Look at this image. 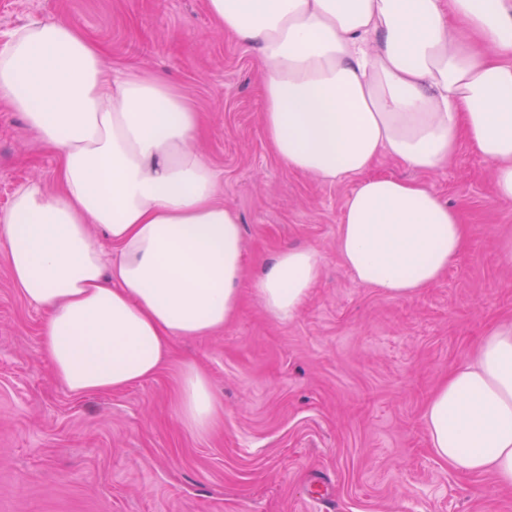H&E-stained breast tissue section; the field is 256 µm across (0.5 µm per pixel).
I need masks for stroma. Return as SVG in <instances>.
<instances>
[{
  "label": "stroma",
  "mask_w": 512,
  "mask_h": 512,
  "mask_svg": "<svg viewBox=\"0 0 512 512\" xmlns=\"http://www.w3.org/2000/svg\"><path fill=\"white\" fill-rule=\"evenodd\" d=\"M64 20L105 52L114 72L159 75L195 104L196 141L217 199L242 219L245 266L237 317L178 338L172 360L126 389L74 396L42 353L43 312L22 299L0 251V512H512V486L468 474L429 446L424 405L443 376L512 321V204L468 144L434 173L384 156L375 175L426 182L469 227L445 275L412 300L360 285L337 238L356 179L289 169L261 121L256 58L212 21L206 0H0V41ZM59 159L0 102V211L29 179L56 189ZM284 246L322 257L318 285L280 322L255 281ZM210 377L224 416L204 437L176 416L183 362Z\"/></svg>",
  "instance_id": "stroma-1"
}]
</instances>
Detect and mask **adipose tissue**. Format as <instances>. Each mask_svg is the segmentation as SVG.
I'll list each match as a JSON object with an SVG mask.
<instances>
[{
  "label": "adipose tissue",
  "instance_id": "adipose-tissue-1",
  "mask_svg": "<svg viewBox=\"0 0 512 512\" xmlns=\"http://www.w3.org/2000/svg\"><path fill=\"white\" fill-rule=\"evenodd\" d=\"M207 9L257 55L274 155L326 180L358 178L337 249L359 284L416 298L468 237L427 184L370 175L380 157L433 172L467 142L492 165L498 200L512 202V0H207ZM0 101L59 159L57 191L31 179L0 212V245L14 287L45 313L41 347L69 393L148 380L175 339L230 324L241 219L217 202L218 173L195 146L199 114L173 84L108 72L70 23L36 22L0 45ZM320 272L317 250L284 247L255 291L287 322ZM223 411L207 375L183 364L185 430L207 435ZM423 419L454 469L512 485V324L481 338Z\"/></svg>",
  "mask_w": 512,
  "mask_h": 512
}]
</instances>
